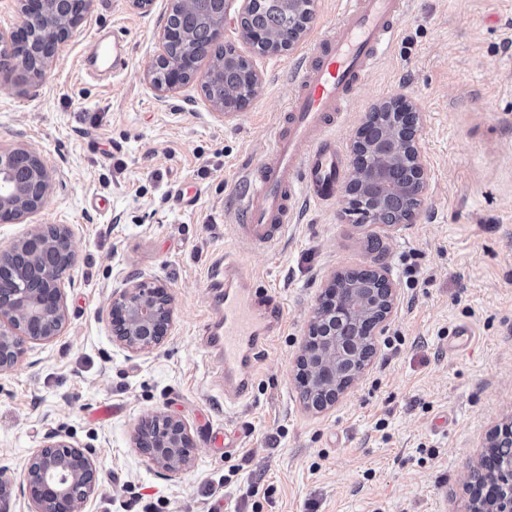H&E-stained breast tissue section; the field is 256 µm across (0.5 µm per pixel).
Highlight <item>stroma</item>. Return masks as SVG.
Returning a JSON list of instances; mask_svg holds the SVG:
<instances>
[{"instance_id": "obj_1", "label": "stroma", "mask_w": 512, "mask_h": 512, "mask_svg": "<svg viewBox=\"0 0 512 512\" xmlns=\"http://www.w3.org/2000/svg\"><path fill=\"white\" fill-rule=\"evenodd\" d=\"M341 0H315L291 50L259 53L234 25L233 45L262 78L240 111L212 110L199 81L158 98L145 71L170 0H91L41 78L0 72V148L35 151L62 171L46 206L0 222V249L35 227L65 224L75 263L68 320L0 374V468L10 512H29L23 466L47 435L86 448L97 467L87 512H469L465 489L489 431L512 417V0H407L397 38L332 129L350 153L371 110L395 96L419 109L428 188L414 221L382 258L344 194L300 198L283 239L256 249L236 232L245 176L273 144L294 91V65L336 23ZM121 27L129 65L83 77L95 32ZM283 307L284 329L248 398L224 402L221 363L202 328L224 256ZM382 261L399 299L385 343L334 406L307 409L295 381L309 317L327 282ZM161 280L173 326L151 352L113 343L106 317L129 279ZM474 337L448 342L461 325ZM165 411L189 429L192 466L172 479L135 447L142 421ZM233 446L215 451L214 434Z\"/></svg>"}]
</instances>
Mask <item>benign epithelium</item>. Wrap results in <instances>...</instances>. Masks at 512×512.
<instances>
[{"instance_id": "1", "label": "benign epithelium", "mask_w": 512, "mask_h": 512, "mask_svg": "<svg viewBox=\"0 0 512 512\" xmlns=\"http://www.w3.org/2000/svg\"><path fill=\"white\" fill-rule=\"evenodd\" d=\"M20 17L19 26L5 33L0 30V68L21 69L39 77L51 66L57 50L82 23L90 0H13ZM211 13L217 32L224 30L229 13L226 0H201ZM257 0H243L235 21L243 40L254 43L265 38L259 28L248 25ZM306 30V23L290 26L282 33L272 54L290 50ZM188 41L183 29L165 25L160 35V52L145 74L146 80L163 99L172 90L200 79L206 83L222 75L224 58L213 57L207 72L198 75L197 59L174 56ZM396 113L398 124L386 134L371 139L358 129L353 151L362 150L375 159L370 169L351 163L345 185L350 200L368 201L370 193L388 183L390 168L398 159L412 169L411 181L402 192L415 206L400 219H380L378 209L360 206L371 224L393 227L412 223L426 190L424 151L421 144L420 112L401 96L385 101L374 112ZM53 175L42 159L23 148L0 149V221L11 222L41 210L52 191ZM72 232L68 225L53 226V233L37 227L7 249H0V374L12 370L30 345L55 339L67 320L62 284L74 264ZM377 284L376 299L361 308L353 299L354 288L345 273L336 274L325 286L313 312L307 338L296 363L295 378L301 389L317 388L323 393V408L336 403L364 374L377 354V338L387 326L398 300L388 268L378 263L366 268ZM173 298L159 281H132L116 292L108 307L112 340L126 351L138 354L158 347L173 323ZM156 421L153 450L148 459L172 476L192 464L193 438L186 425L164 412L153 414ZM485 454L502 459L500 472L506 474L502 495H487L489 486L481 483L472 467L466 485L471 512H512V418L498 423L487 438ZM96 465L80 446L53 434L28 458L23 479L31 512H85L95 496ZM13 477L0 468V512H8Z\"/></svg>"}]
</instances>
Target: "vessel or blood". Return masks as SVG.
Listing matches in <instances>:
<instances>
[{
    "label": "vessel or blood",
    "mask_w": 512,
    "mask_h": 512,
    "mask_svg": "<svg viewBox=\"0 0 512 512\" xmlns=\"http://www.w3.org/2000/svg\"><path fill=\"white\" fill-rule=\"evenodd\" d=\"M404 3L345 0L336 25L300 60L275 145L247 175L240 197L245 222L237 230L249 245L269 248L282 238L298 195L318 202L335 198L347 169L339 145L325 131L347 111L355 91L390 47L396 33L393 18ZM92 44L110 45L113 72L125 69L128 50L122 31L94 34ZM214 288L216 301L205 333L218 345L224 363V397L236 401L246 397L263 353L280 334L283 311L254 300L252 285L235 259H225Z\"/></svg>",
    "instance_id": "obj_1"
}]
</instances>
